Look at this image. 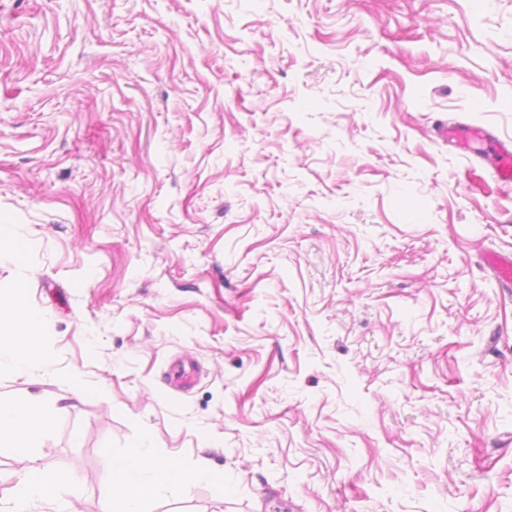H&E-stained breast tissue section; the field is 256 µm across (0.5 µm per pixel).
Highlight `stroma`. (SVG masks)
I'll list each match as a JSON object with an SVG mask.
<instances>
[{
  "label": "stroma",
  "instance_id": "obj_1",
  "mask_svg": "<svg viewBox=\"0 0 512 512\" xmlns=\"http://www.w3.org/2000/svg\"><path fill=\"white\" fill-rule=\"evenodd\" d=\"M511 97L512 0H0L33 512L145 435L199 477L144 512H512V189L441 134L512 143ZM448 140L463 150L470 149L474 144L487 141V133L476 127L462 124L448 125ZM19 288L10 294L0 293V309L7 305L20 315L21 334L2 330L0 321V373L6 370L12 374L24 375L37 365L45 372L53 371V358L42 347L43 318L39 311L24 308L21 304ZM199 372L200 368L195 361H179L171 367L168 373L169 384L176 392L185 391L196 380Z\"/></svg>",
  "mask_w": 512,
  "mask_h": 512
}]
</instances>
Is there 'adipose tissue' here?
<instances>
[{
    "instance_id": "ef3b65f1",
    "label": "adipose tissue",
    "mask_w": 512,
    "mask_h": 512,
    "mask_svg": "<svg viewBox=\"0 0 512 512\" xmlns=\"http://www.w3.org/2000/svg\"><path fill=\"white\" fill-rule=\"evenodd\" d=\"M3 305L19 313L20 329L16 332L0 329V371L23 375L35 365L44 371H52L53 358L42 346L41 313L23 307L20 295L15 291L0 294V306ZM56 417L57 408L51 403L0 400V448L9 449L28 463L4 512H31L36 501L66 486L67 481L63 478L49 481L37 465L43 436ZM194 478V473L154 461L149 454L148 439H141L113 456L104 512H142L146 497L176 483L192 482Z\"/></svg>"
}]
</instances>
